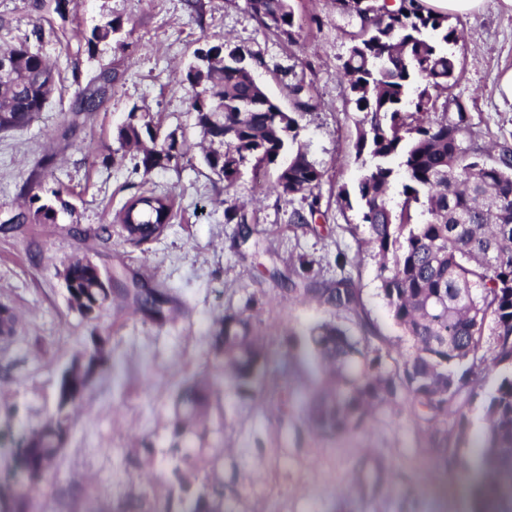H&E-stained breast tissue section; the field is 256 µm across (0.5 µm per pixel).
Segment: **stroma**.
Masks as SVG:
<instances>
[{
	"mask_svg": "<svg viewBox=\"0 0 512 512\" xmlns=\"http://www.w3.org/2000/svg\"><path fill=\"white\" fill-rule=\"evenodd\" d=\"M52 2L0 0V46L20 45L50 61L59 79L27 126L0 132V308L19 318L12 338L0 340V470L22 431L56 412L62 374L94 335L106 338L111 362L95 376L30 512H120L133 498L159 506L178 496L181 484L196 489L206 479L235 481L230 512H473L471 496L454 491L469 483L470 472H444L429 423L410 415L404 396L346 435L318 433L305 420L322 377L309 333L323 323L346 329L351 321L329 307L289 300L288 267L299 256L313 260L320 280L350 273L387 338L386 353L410 351L382 296L378 256L358 249L359 204L340 195L362 174L354 145L366 121L340 74L356 27L333 0H292L303 23L292 44L261 27L247 0H72L64 27L52 28L45 22ZM111 19L122 23L125 48H78L74 32ZM450 23L463 38L453 47L460 75L448 97L467 114V145L493 160V143L512 144V101L497 93L512 70V14L499 0H483L480 13ZM219 44L249 51L258 83L294 112L299 140L323 172L314 193L284 199L258 189V182L275 181L277 170L260 174L250 161L233 181L219 180L196 148L178 167L147 174L120 146L116 129L134 111L200 141L192 89L180 75L198 48ZM104 68L120 74L116 88L95 111L73 117L76 89ZM300 79L313 82L316 111L295 112L288 85ZM144 181L173 195L176 216L159 237L136 246L113 216ZM33 195L44 203L59 196L70 207L52 222H16ZM228 198L245 206L249 240L226 222ZM296 210L312 212L308 224L292 223ZM103 225L112 233L106 241L98 236ZM340 253L350 259L343 269L336 265ZM74 258L168 293L179 316L159 322L109 303L97 319L86 317L70 304L62 278ZM251 298L273 364L251 392H229L212 404L206 435H186L195 467H180L170 453L176 394L192 380L220 381L223 360L211 349V333L224 313L243 310ZM288 334L294 347L283 343ZM144 443L155 463L139 469L129 456ZM376 462L383 468L378 480L369 475Z\"/></svg>",
	"mask_w": 512,
	"mask_h": 512,
	"instance_id": "1",
	"label": "stroma"
}]
</instances>
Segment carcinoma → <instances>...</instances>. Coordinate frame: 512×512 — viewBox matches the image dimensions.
Instances as JSON below:
<instances>
[{
    "label": "carcinoma",
    "instance_id": "cac0c4a2",
    "mask_svg": "<svg viewBox=\"0 0 512 512\" xmlns=\"http://www.w3.org/2000/svg\"><path fill=\"white\" fill-rule=\"evenodd\" d=\"M292 0H248L259 24L295 42ZM337 12L359 25L342 63L347 95L356 111L370 116L369 129L355 143L356 157L369 163L352 194L362 208V244L382 259L383 298L395 323L412 342V352L390 365L383 355L385 336L366 310L362 290L350 275L331 283L318 282L313 262L301 256L292 264L288 297H303L352 316L357 334L335 325L317 327L310 340L323 379L307 408L309 426L322 433L344 434L366 426L375 413L405 392L410 411L425 415L435 433L448 413L457 419V440L469 430L468 416L452 410L462 389L480 399L483 431L477 442L482 463L472 485L479 512H512V148L504 146L489 163L484 155L463 146L468 134L465 111L443 113L424 121L436 99L456 83L457 58L448 45L458 40L448 15L425 10L418 0L392 6L376 0H334ZM121 23L111 20L86 35L74 37L92 52L112 39ZM215 58L194 63L185 72L193 90L190 106L202 140L206 166L230 182L237 164L250 157L255 168L275 165L284 153L274 192L280 197L313 192L321 169L297 144L292 113L283 111L253 79L245 53L215 45L205 50ZM119 81L117 72L101 70L74 96V114L92 112ZM56 88L54 68L21 46L0 47V131L24 127L44 109ZM295 109L318 108L313 83L288 86ZM152 121L141 117L118 129L121 145L135 149L148 173L166 169L192 151L185 138L148 143ZM401 182L398 207L389 190ZM347 191L342 192L349 198ZM174 198L140 185L115 213L126 240L142 244L158 237L174 218ZM227 222L239 224L248 238L247 215L230 202ZM75 295L84 313L100 306L102 289L84 279ZM134 313L150 312L161 321L175 318L170 299L145 288L120 293ZM226 312L217 322L211 346L225 353L224 386L243 392L257 372L268 366V354L254 333L250 311ZM492 325L494 362L502 368L495 388L482 391L484 331ZM110 362L106 340L77 359L63 376L82 400L95 373ZM218 390L208 381L180 388L172 420L173 454L189 464L180 443L189 423L203 424L206 408ZM76 408L59 406L35 431L24 433L12 450V473L25 478L20 491L0 483V512H27L30 493L44 486L75 422ZM446 470L468 469L457 448H441ZM231 485L208 481L197 492L183 489L163 512H224Z\"/></svg>",
    "mask_w": 512,
    "mask_h": 512
}]
</instances>
